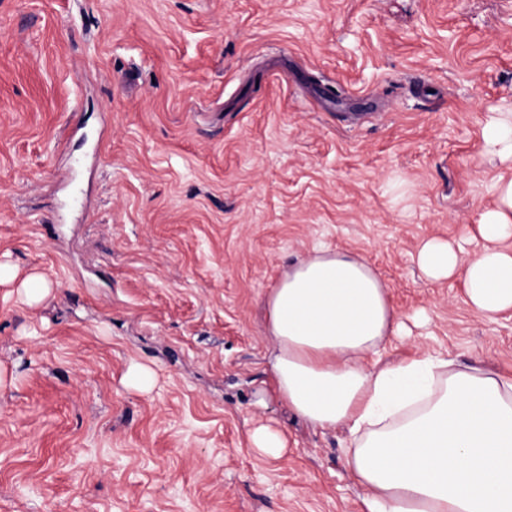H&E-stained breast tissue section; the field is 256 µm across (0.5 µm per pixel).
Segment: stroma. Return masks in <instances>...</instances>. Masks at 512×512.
<instances>
[{
    "label": "stroma",
    "mask_w": 512,
    "mask_h": 512,
    "mask_svg": "<svg viewBox=\"0 0 512 512\" xmlns=\"http://www.w3.org/2000/svg\"><path fill=\"white\" fill-rule=\"evenodd\" d=\"M510 110L512 0H0V264L52 286L0 285V512H362L347 429L274 394L262 298L348 250L406 326L382 360L511 376L512 312L418 265L481 248ZM485 149L503 161H512V113L500 115L488 121L482 129ZM21 292L29 305L41 303L51 292L49 282L40 274H30L21 284ZM123 383L141 392H150L155 383L154 371L140 363H132L123 377ZM250 442L262 455L268 458H279L287 446L285 433L269 425H258L249 433Z\"/></svg>",
    "instance_id": "35a3bbf8"
}]
</instances>
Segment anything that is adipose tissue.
I'll return each instance as SVG.
<instances>
[{
    "mask_svg": "<svg viewBox=\"0 0 512 512\" xmlns=\"http://www.w3.org/2000/svg\"><path fill=\"white\" fill-rule=\"evenodd\" d=\"M479 231L469 263L439 239L418 263L431 280L461 275L471 308L491 320L512 309V182ZM265 306L277 396L313 427L348 428L367 512H512L511 376L428 353L367 366L403 322L380 275L346 251L289 264Z\"/></svg>",
    "mask_w": 512,
    "mask_h": 512,
    "instance_id": "1",
    "label": "adipose tissue"
}]
</instances>
